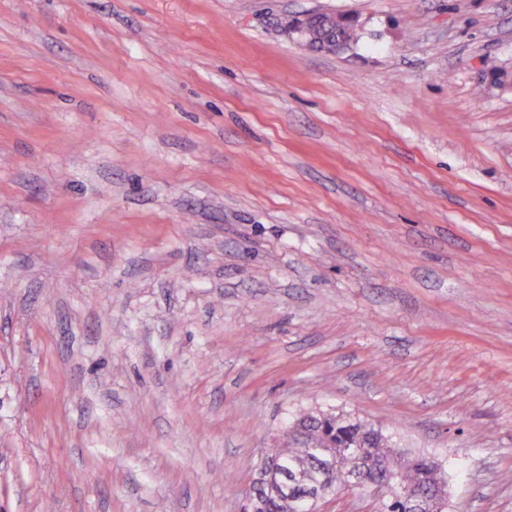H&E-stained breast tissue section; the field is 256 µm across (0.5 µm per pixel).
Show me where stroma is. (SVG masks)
<instances>
[{
  "label": "stroma",
  "mask_w": 512,
  "mask_h": 512,
  "mask_svg": "<svg viewBox=\"0 0 512 512\" xmlns=\"http://www.w3.org/2000/svg\"><path fill=\"white\" fill-rule=\"evenodd\" d=\"M308 408L512 512V0H0V512H241ZM328 20L329 24L325 25ZM306 22L310 27L327 28L331 35L343 37L351 46L356 45L363 35L362 28H358L356 23H351L342 14H336L332 17L313 15Z\"/></svg>",
  "instance_id": "1"
}]
</instances>
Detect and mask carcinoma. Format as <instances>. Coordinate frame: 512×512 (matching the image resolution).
Instances as JSON below:
<instances>
[{"instance_id":"cac0c4a2","label":"carcinoma","mask_w":512,"mask_h":512,"mask_svg":"<svg viewBox=\"0 0 512 512\" xmlns=\"http://www.w3.org/2000/svg\"><path fill=\"white\" fill-rule=\"evenodd\" d=\"M311 27L328 29L350 45L362 29L338 14L307 19ZM436 461L407 456L391 433L349 412H304L289 423L277 445L269 449L259 469L263 478L254 486L255 512H312L307 495L318 484H340L348 471L359 470L362 480L395 476L407 493L383 503L380 512H412L415 495L437 477Z\"/></svg>"}]
</instances>
